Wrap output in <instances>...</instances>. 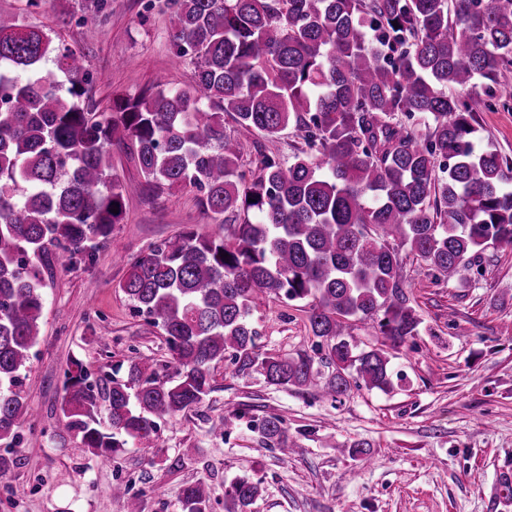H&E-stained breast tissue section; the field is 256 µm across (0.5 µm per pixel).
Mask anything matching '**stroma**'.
<instances>
[{
  "label": "stroma",
  "mask_w": 512,
  "mask_h": 512,
  "mask_svg": "<svg viewBox=\"0 0 512 512\" xmlns=\"http://www.w3.org/2000/svg\"><path fill=\"white\" fill-rule=\"evenodd\" d=\"M90 2L46 0L29 15L20 0H0V13L54 28L79 50L95 78L96 103L141 95L161 74L173 86L193 85V66L173 57L164 0H104L103 23L80 24ZM477 121L480 145L512 155V103L478 113ZM112 160L139 191L91 261L44 276L41 336L21 371L22 393L40 416L20 428L19 465L11 486H0V512H126L110 494L116 483L128 486L141 512H181L182 490L195 481L212 489L210 512H224V485L242 475L262 481L251 512H512L494 497L499 474L512 469V246L488 247L463 281L435 279L405 257L422 324L415 345L392 360L403 380L391 392L355 389L334 402L232 376L223 361L203 405L160 420L153 457L131 443L104 468L78 441L61 440L57 418L71 359L96 378L132 357L163 375L175 371L160 330L117 288L128 258L188 229L219 230L193 189L155 193L122 146H113ZM253 321L267 353L313 342L297 303L264 299ZM238 409L245 415L227 434L212 432L213 421ZM268 414L286 421L292 454L262 443L253 420ZM358 440L370 446L362 459L346 449Z\"/></svg>",
  "instance_id": "obj_1"
}]
</instances>
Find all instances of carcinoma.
<instances>
[{
	"label": "carcinoma",
	"instance_id": "1",
	"mask_svg": "<svg viewBox=\"0 0 512 512\" xmlns=\"http://www.w3.org/2000/svg\"><path fill=\"white\" fill-rule=\"evenodd\" d=\"M189 90L158 77L147 96L98 109L82 54L0 15V442L38 415L20 372L40 336L43 270L73 267L109 238L139 186L112 164L132 147L147 186L191 187L222 234L185 231L127 260L118 288L166 336L163 378L130 363L91 379L73 358L59 425L98 459L132 441L156 447L157 420L203 404L211 365L334 401L352 387L394 390L392 351L420 333L401 250L437 279L462 280L491 244L512 245V158L476 146V113L512 101V0H168ZM398 26H393V23ZM484 84L462 100L458 88ZM272 140L284 158L224 126ZM424 119L418 133L408 120ZM119 208L113 213L111 209ZM306 303L314 354L266 353L252 321L265 297ZM376 323L381 340L353 336ZM257 431L291 451L279 415ZM17 459L0 454V484ZM261 481L224 487V512H249ZM497 497L512 502V475ZM211 488L186 485L182 512H210Z\"/></svg>",
	"mask_w": 512,
	"mask_h": 512
}]
</instances>
